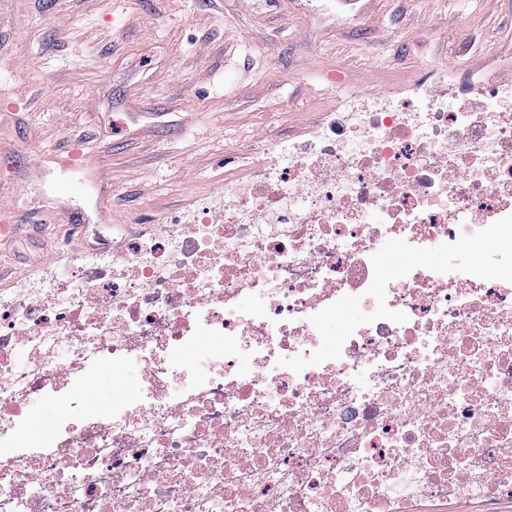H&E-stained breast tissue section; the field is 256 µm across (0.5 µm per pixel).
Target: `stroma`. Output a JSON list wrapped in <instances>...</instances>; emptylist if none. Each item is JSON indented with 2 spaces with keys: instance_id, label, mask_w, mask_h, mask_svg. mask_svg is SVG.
Segmentation results:
<instances>
[{
  "instance_id": "obj_1",
  "label": "stroma",
  "mask_w": 512,
  "mask_h": 512,
  "mask_svg": "<svg viewBox=\"0 0 512 512\" xmlns=\"http://www.w3.org/2000/svg\"><path fill=\"white\" fill-rule=\"evenodd\" d=\"M461 71L512 81V0H0V288L223 194L345 92ZM73 146L91 178L42 163ZM139 384L105 370L78 407L34 405L29 445Z\"/></svg>"
}]
</instances>
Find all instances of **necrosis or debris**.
Segmentation results:
<instances>
[{
  "label": "necrosis or debris",
  "mask_w": 512,
  "mask_h": 512,
  "mask_svg": "<svg viewBox=\"0 0 512 512\" xmlns=\"http://www.w3.org/2000/svg\"><path fill=\"white\" fill-rule=\"evenodd\" d=\"M271 152L121 252L85 254L80 277L48 266L0 291V512L512 499V84L349 93ZM388 247L421 261L385 276ZM344 305L331 352L321 324ZM200 336L204 368L180 356ZM132 363L122 404L16 449L34 403Z\"/></svg>",
  "instance_id": "4bbe7bcc"
}]
</instances>
